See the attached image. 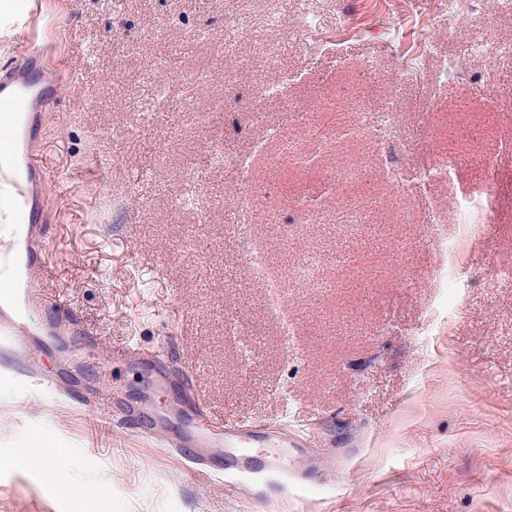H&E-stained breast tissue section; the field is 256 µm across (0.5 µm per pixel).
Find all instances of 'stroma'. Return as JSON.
<instances>
[{
	"label": "stroma",
	"mask_w": 512,
	"mask_h": 512,
	"mask_svg": "<svg viewBox=\"0 0 512 512\" xmlns=\"http://www.w3.org/2000/svg\"><path fill=\"white\" fill-rule=\"evenodd\" d=\"M25 34L0 26V66L32 40L55 42L64 80L44 117L41 162L56 239L47 304L73 315L70 369L83 385L118 383L125 399L153 372L113 359L133 343L183 372L209 415L256 430L279 423L310 448L336 449L335 473L287 496L256 502L220 478L194 479L163 445L95 407L30 386L29 360L0 361V459L38 437L64 457L63 473L0 462V512H512V65L474 50L512 46V0L448 23L440 0H314L320 30L341 35L338 54L302 50L298 0H40ZM432 51L424 105L400 67L414 42ZM302 71L253 111L255 54ZM394 101V151L404 174L456 140L460 184L488 181L492 233L459 224L447 185L406 200L385 182L384 158L355 134L358 115ZM311 112L335 142L310 170H269L266 153L302 143ZM250 158L266 198L249 237L234 233L243 190L227 168L205 167L211 145ZM355 165L370 220L342 223L336 168ZM208 210L177 205L187 182ZM323 194L321 223L272 237L301 192ZM438 201L441 232L457 239L463 288L442 311L423 275L439 262L427 225ZM262 245L277 264L314 249L335 277L351 257L352 285L320 291L291 281L277 299L249 259ZM297 334L282 336L280 323ZM95 338L86 352L83 337Z\"/></svg>",
	"instance_id": "stroma-1"
}]
</instances>
